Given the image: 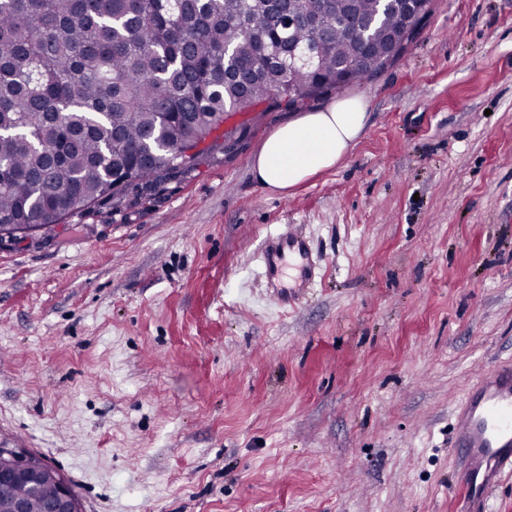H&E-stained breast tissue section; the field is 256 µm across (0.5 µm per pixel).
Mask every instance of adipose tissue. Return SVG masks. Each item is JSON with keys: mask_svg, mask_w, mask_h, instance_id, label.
Instances as JSON below:
<instances>
[{"mask_svg": "<svg viewBox=\"0 0 512 512\" xmlns=\"http://www.w3.org/2000/svg\"><path fill=\"white\" fill-rule=\"evenodd\" d=\"M366 118V104L356 97L288 121L264 140L255 155V178L268 190L287 194L335 167L356 144Z\"/></svg>", "mask_w": 512, "mask_h": 512, "instance_id": "1", "label": "adipose tissue"}]
</instances>
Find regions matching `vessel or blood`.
Listing matches in <instances>:
<instances>
[{
  "label": "vessel or blood",
  "mask_w": 512,
  "mask_h": 512,
  "mask_svg": "<svg viewBox=\"0 0 512 512\" xmlns=\"http://www.w3.org/2000/svg\"><path fill=\"white\" fill-rule=\"evenodd\" d=\"M263 250L274 286L288 279L299 292L313 287L316 264L301 232L267 237ZM452 449L461 459L457 479L464 490L463 512H488L490 491L512 472V360L469 391L456 414Z\"/></svg>",
  "instance_id": "b4317fda"
}]
</instances>
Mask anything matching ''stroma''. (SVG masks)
<instances>
[{"mask_svg":"<svg viewBox=\"0 0 512 512\" xmlns=\"http://www.w3.org/2000/svg\"><path fill=\"white\" fill-rule=\"evenodd\" d=\"M357 95L336 167L256 180L269 133ZM224 127L0 243V438L84 512H461L455 412L512 359V0H432L372 81ZM290 224L317 285L281 308L261 244Z\"/></svg>","mask_w":512,"mask_h":512,"instance_id":"stroma-1","label":"stroma"}]
</instances>
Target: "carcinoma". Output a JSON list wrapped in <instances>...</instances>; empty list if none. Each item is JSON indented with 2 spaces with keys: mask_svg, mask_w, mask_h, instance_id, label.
<instances>
[{
  "mask_svg": "<svg viewBox=\"0 0 512 512\" xmlns=\"http://www.w3.org/2000/svg\"><path fill=\"white\" fill-rule=\"evenodd\" d=\"M318 30L288 28L273 0H0V221L42 224L83 204L151 189L186 167L224 115L278 106L388 68V40H411L388 15L368 43L341 24L377 0H293ZM313 65L288 66V48Z\"/></svg>",
  "mask_w": 512,
  "mask_h": 512,
  "instance_id": "cac0c4a2",
  "label": "carcinoma"
}]
</instances>
